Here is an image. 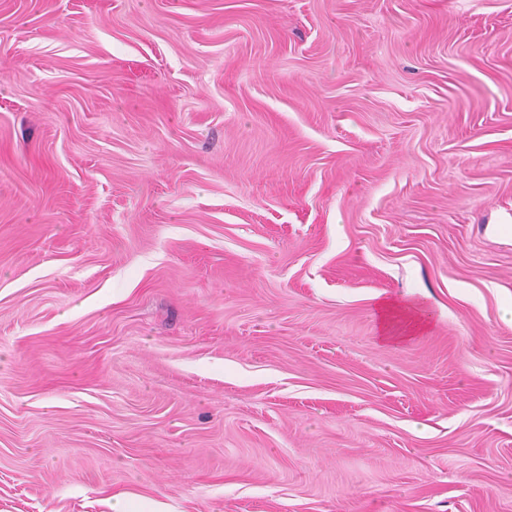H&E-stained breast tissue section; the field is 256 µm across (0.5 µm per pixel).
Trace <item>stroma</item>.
Instances as JSON below:
<instances>
[{"label":"stroma","mask_w":512,"mask_h":512,"mask_svg":"<svg viewBox=\"0 0 512 512\" xmlns=\"http://www.w3.org/2000/svg\"><path fill=\"white\" fill-rule=\"evenodd\" d=\"M511 309L512 0H0V512H512ZM380 338L384 342H397L414 335L428 326L427 321L413 305L400 306L392 300L381 299L376 304ZM401 327V328H400ZM113 512H172L166 510V504L148 498L135 499L126 492L112 495Z\"/></svg>","instance_id":"stroma-1"}]
</instances>
